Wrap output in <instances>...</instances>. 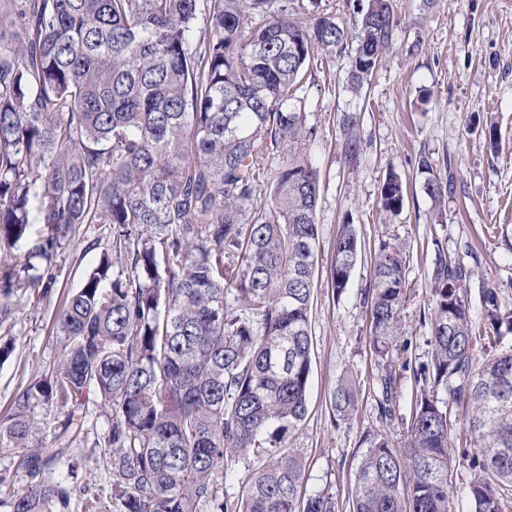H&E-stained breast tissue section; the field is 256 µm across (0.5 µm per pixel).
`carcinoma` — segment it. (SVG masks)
<instances>
[{"mask_svg": "<svg viewBox=\"0 0 512 512\" xmlns=\"http://www.w3.org/2000/svg\"><path fill=\"white\" fill-rule=\"evenodd\" d=\"M392 2L368 0L352 34L331 16L305 24L275 0H0V328L16 290L42 280L31 259L51 266L77 224L112 226V248L59 312L60 363L0 421V451L18 452L28 477L0 506L68 512L76 488L50 477L29 412L92 389L111 417L95 445L112 493L87 497V512H338L327 492L301 496L302 464L287 448L307 414L319 244L318 174L298 151L308 131L290 100L318 53L347 55V89L359 94L392 43ZM201 12L208 33L197 39ZM338 125L345 156L357 157V115ZM419 166L441 201L453 174L438 178L425 156ZM261 193L264 207L251 210ZM405 194L390 173L381 209L400 215ZM34 224L48 233L31 243ZM334 252L328 282L341 294L359 253L354 225L339 226ZM405 268L400 247L381 242L366 343L382 363V420L400 382ZM472 275L437 247L432 356L413 372L401 445L366 436L353 512H454L460 424L474 445L471 512L512 505V350H476L512 333V308L482 288L477 334ZM357 401L340 383L332 416L349 419ZM84 424L71 411L63 434L77 438ZM250 453L266 465L230 501L224 484Z\"/></svg>", "mask_w": 512, "mask_h": 512, "instance_id": "obj_1", "label": "carcinoma"}]
</instances>
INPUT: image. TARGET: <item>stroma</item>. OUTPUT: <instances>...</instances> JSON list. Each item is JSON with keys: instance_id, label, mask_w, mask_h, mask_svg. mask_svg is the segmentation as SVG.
Instances as JSON below:
<instances>
[{"instance_id": "1", "label": "stroma", "mask_w": 512, "mask_h": 512, "mask_svg": "<svg viewBox=\"0 0 512 512\" xmlns=\"http://www.w3.org/2000/svg\"><path fill=\"white\" fill-rule=\"evenodd\" d=\"M365 0H276L277 6L309 20L335 16L354 27ZM393 42L361 96L345 89L348 60L313 61L297 97L302 102L307 138L301 152L319 174L315 211L319 247L318 288L310 310L314 338L308 411L301 429L288 441L303 466L306 493H332L339 512H349L353 468L365 450L368 430L385 426L401 440L412 410L413 372L430 360L429 327L423 314L432 307V269L437 248L473 271L471 317L482 325L480 290H500L512 308V0H394ZM356 113L360 152L345 157L338 118ZM496 129L495 145L485 140ZM434 171L451 167L454 191L435 201L426 192L420 157ZM407 184L400 216L381 211L380 186L388 172ZM354 224L362 252L346 291L333 295L327 274L340 224ZM106 224L76 226L48 271L47 287L17 292L8 334L14 340L0 363V418L16 396L51 373L61 360L63 335L57 317L72 291L97 264L110 239ZM384 240L401 246L406 257L408 300L402 313L394 365L402 375L393 416L380 422L378 362L364 336L369 327L365 300L373 274L374 252ZM354 380L358 409L334 422L328 395L341 380ZM88 441H78L60 476L75 485L111 492L112 479L102 449L91 438L111 425L96 392H83ZM67 414L58 401L36 404L30 413L42 442V456L57 448L56 436Z\"/></svg>"}]
</instances>
